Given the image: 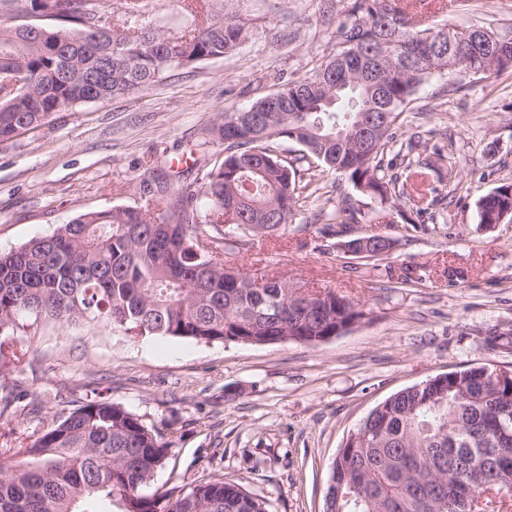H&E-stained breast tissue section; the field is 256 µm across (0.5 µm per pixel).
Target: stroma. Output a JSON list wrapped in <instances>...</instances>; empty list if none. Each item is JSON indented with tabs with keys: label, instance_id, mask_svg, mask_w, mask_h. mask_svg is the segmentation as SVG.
<instances>
[{
	"label": "stroma",
	"instance_id": "obj_1",
	"mask_svg": "<svg viewBox=\"0 0 512 512\" xmlns=\"http://www.w3.org/2000/svg\"><path fill=\"white\" fill-rule=\"evenodd\" d=\"M352 0H224L249 22L247 40L219 59L180 68L140 93L86 103L34 132L0 141V252L52 234L78 216L132 206L148 194L149 163L195 182L223 156L211 146L188 159L218 114L250 107L312 73L336 49V24ZM437 25H512V0H453ZM415 142L441 152L457 173L416 210L382 209L360 195L358 224H326L350 187L328 170L305 172L314 190L288 233L230 266L330 289L367 313L349 332L316 344L197 343L124 336L102 324L29 322L35 364L0 384L38 396V410L0 417L21 439L50 423L60 400L102 395L162 430L166 463L152 489L219 477L268 500L271 512H323L330 464L347 434L392 394L439 374L489 365L512 369V350L483 347L480 332L512 331V222L480 226L478 200L512 183V68L451 91L430 79L401 114L381 162L401 174ZM380 234L393 248L375 257L345 241Z\"/></svg>",
	"mask_w": 512,
	"mask_h": 512
}]
</instances>
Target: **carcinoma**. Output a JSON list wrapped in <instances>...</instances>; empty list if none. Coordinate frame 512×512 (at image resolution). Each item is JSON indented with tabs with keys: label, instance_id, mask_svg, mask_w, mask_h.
I'll return each mask as SVG.
<instances>
[{
	"label": "carcinoma",
	"instance_id": "obj_1",
	"mask_svg": "<svg viewBox=\"0 0 512 512\" xmlns=\"http://www.w3.org/2000/svg\"><path fill=\"white\" fill-rule=\"evenodd\" d=\"M112 0H0V140L35 129L60 112L144 91L173 69L222 58L246 39L245 19L228 18L214 0H179L192 23L179 36L146 21L151 0H123L125 19L108 21ZM39 13L38 30L5 16ZM440 26L407 0H353L336 27V52L307 77L291 81L245 110L224 112L196 144L215 141L224 157L201 183L159 182L170 197L161 213L153 197L135 206L88 212L49 236L0 253V372L28 348L9 336L24 320L104 323L133 338L159 336L212 343L248 337L262 345L317 343L366 317L333 291L307 296L280 279L260 278L224 262L288 232L306 206L309 184L299 165L346 175L352 188L386 205L417 206L438 196L436 162H408L386 178L381 157L399 116L433 76L450 86L492 64L489 48L512 59V30L486 28L479 42L434 40V60L415 54L419 35ZM23 71L28 84H14ZM374 131L356 146L357 125ZM299 146L292 160L281 144ZM348 195L332 221L357 223ZM478 223L512 219V184L479 200ZM490 349L512 348V334L484 331ZM497 368L444 374L437 393L413 385L374 407L346 437L330 464L324 512H495L512 496V412L499 404L512 382ZM168 443L122 404L85 399L14 448H0V512H269L267 502L221 478L144 493L163 467Z\"/></svg>",
	"mask_w": 512,
	"mask_h": 512
}]
</instances>
